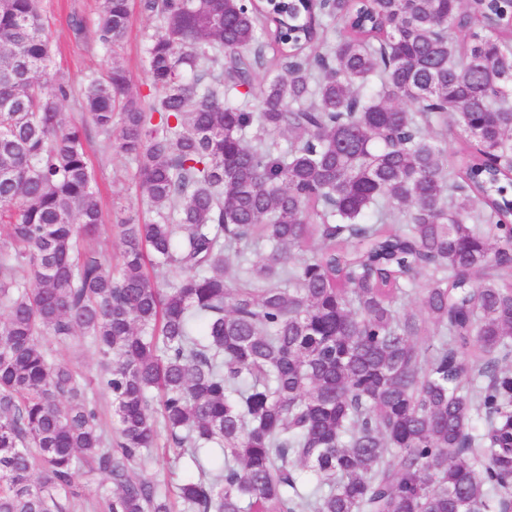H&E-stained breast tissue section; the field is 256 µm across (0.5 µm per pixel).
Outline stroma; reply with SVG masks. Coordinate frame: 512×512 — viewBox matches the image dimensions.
Wrapping results in <instances>:
<instances>
[{"label":"stroma","mask_w":512,"mask_h":512,"mask_svg":"<svg viewBox=\"0 0 512 512\" xmlns=\"http://www.w3.org/2000/svg\"><path fill=\"white\" fill-rule=\"evenodd\" d=\"M41 7L48 23L53 67L66 76L73 90L64 104L68 117L78 121L85 119L79 92L88 80L104 74L112 61L122 62L135 89L146 91L145 46L148 36L161 21L144 11L140 0H135L133 5L126 38L112 51L103 48L96 38L97 0H41ZM86 151L103 204L105 227L97 239V250L103 260L116 266L121 262L122 247L118 234L111 231L112 226L129 217L148 222L155 214L142 201L133 181L135 164L132 160L104 152L96 139L87 143Z\"/></svg>","instance_id":"35a3bbf8"}]
</instances>
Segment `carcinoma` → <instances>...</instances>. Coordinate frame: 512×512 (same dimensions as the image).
<instances>
[{
    "label": "carcinoma",
    "mask_w": 512,
    "mask_h": 512,
    "mask_svg": "<svg viewBox=\"0 0 512 512\" xmlns=\"http://www.w3.org/2000/svg\"><path fill=\"white\" fill-rule=\"evenodd\" d=\"M144 7L149 93L112 62L89 127L39 0H0V512H512V0ZM131 18L101 0L100 42ZM93 132L158 216L118 270ZM76 337L115 440L45 345Z\"/></svg>",
    "instance_id": "carcinoma-1"
}]
</instances>
